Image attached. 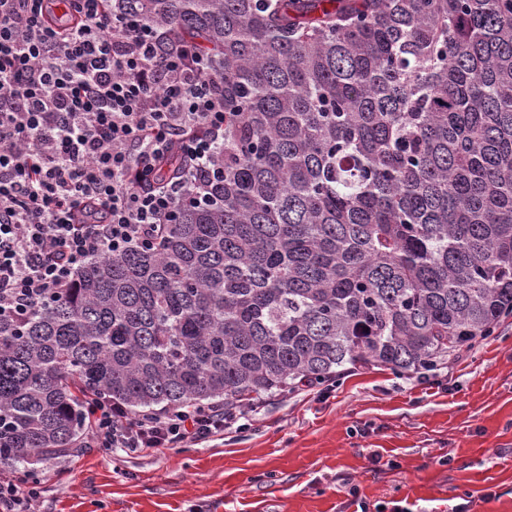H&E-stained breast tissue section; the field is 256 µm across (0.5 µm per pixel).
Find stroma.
I'll use <instances>...</instances> for the list:
<instances>
[{
  "label": "stroma",
  "mask_w": 512,
  "mask_h": 512,
  "mask_svg": "<svg viewBox=\"0 0 512 512\" xmlns=\"http://www.w3.org/2000/svg\"><path fill=\"white\" fill-rule=\"evenodd\" d=\"M32 512H512V315L432 371L345 368L246 427L45 464Z\"/></svg>",
  "instance_id": "stroma-1"
}]
</instances>
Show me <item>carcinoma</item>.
Masks as SVG:
<instances>
[{"mask_svg":"<svg viewBox=\"0 0 512 512\" xmlns=\"http://www.w3.org/2000/svg\"><path fill=\"white\" fill-rule=\"evenodd\" d=\"M110 7L210 54L224 175L158 246L0 314V463L35 478L92 396L205 408L428 371L512 315V0Z\"/></svg>","mask_w":512,"mask_h":512,"instance_id":"obj_1","label":"carcinoma"}]
</instances>
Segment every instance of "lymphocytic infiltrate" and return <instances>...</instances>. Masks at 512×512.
<instances>
[{"instance_id":"1","label":"lymphocytic infiltrate","mask_w":512,"mask_h":512,"mask_svg":"<svg viewBox=\"0 0 512 512\" xmlns=\"http://www.w3.org/2000/svg\"><path fill=\"white\" fill-rule=\"evenodd\" d=\"M0 0V311L24 316L74 287L90 260L151 248L223 173L224 97L210 56L168 43L106 0ZM192 165L163 185V161ZM95 447L125 453L210 441L249 408L130 413L87 402Z\"/></svg>"}]
</instances>
